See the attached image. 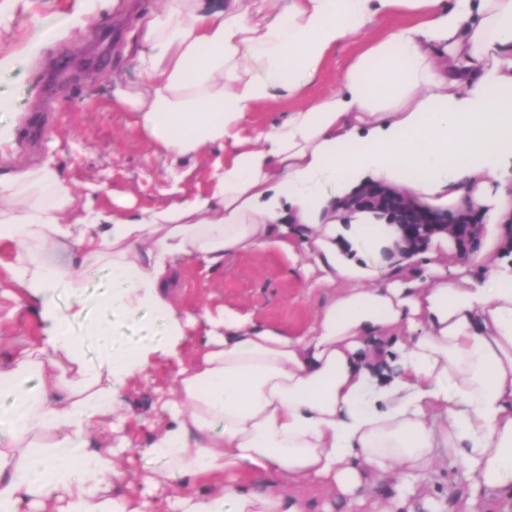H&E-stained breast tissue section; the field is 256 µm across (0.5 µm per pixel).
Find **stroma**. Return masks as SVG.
Instances as JSON below:
<instances>
[{"label":"stroma","instance_id":"obj_1","mask_svg":"<svg viewBox=\"0 0 512 512\" xmlns=\"http://www.w3.org/2000/svg\"><path fill=\"white\" fill-rule=\"evenodd\" d=\"M11 18L0 26V94L14 108L42 122L29 138L19 139L23 158L50 161L74 190L73 216H80L89 188H96V208L112 210L126 200L133 210L167 204L173 195L200 192L213 171L208 153L186 159L178 171L152 153L137 126V115L114 108L117 88L139 80L131 34L132 13L110 0H9ZM71 20L68 35L48 41L37 61L28 49L37 22ZM418 12L405 8L380 20L368 33L345 41L322 64L303 96L276 99L258 106L243 129L282 122L288 113L335 92L356 58L373 42L396 27L418 23ZM12 248L0 247V358L35 341L41 325L30 307L18 302L7 265ZM180 304L184 310L207 308L212 315L233 310L243 315L298 331L314 319L318 298H305L303 277L287 260L267 254L244 253L209 267L193 259L178 260ZM91 319L111 318L114 332L127 347L153 344L158 348L146 378L131 380L121 391L122 409L111 416L110 439L121 448L124 481L110 485V494H125L151 501L165 512L177 482L156 483L149 476L158 467L146 449L152 425L162 419L169 399L178 355L163 351L165 327L147 310L107 314L89 307Z\"/></svg>","mask_w":512,"mask_h":512}]
</instances>
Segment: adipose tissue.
I'll return each instance as SVG.
<instances>
[{
    "label": "adipose tissue",
    "mask_w": 512,
    "mask_h": 512,
    "mask_svg": "<svg viewBox=\"0 0 512 512\" xmlns=\"http://www.w3.org/2000/svg\"><path fill=\"white\" fill-rule=\"evenodd\" d=\"M340 88L241 137L251 112L301 96L327 54L398 8ZM139 86L118 91L155 154L216 152L203 193L128 212L76 199L47 162L20 164L0 97V244L43 325L0 365V512H155L107 492L123 472L105 416L152 348L119 343L60 284L112 271L105 307L160 314L170 340L210 320L175 308L177 260L261 251L326 291L306 332L225 313L175 378L147 452L155 481L198 485L166 512H415L417 484L458 459L473 512L512 502V0H160L137 25ZM380 185L440 213L479 214L462 268L448 237L413 249L344 200ZM256 465L261 475L247 473ZM395 482L379 489L382 475Z\"/></svg>",
    "instance_id": "1"
}]
</instances>
